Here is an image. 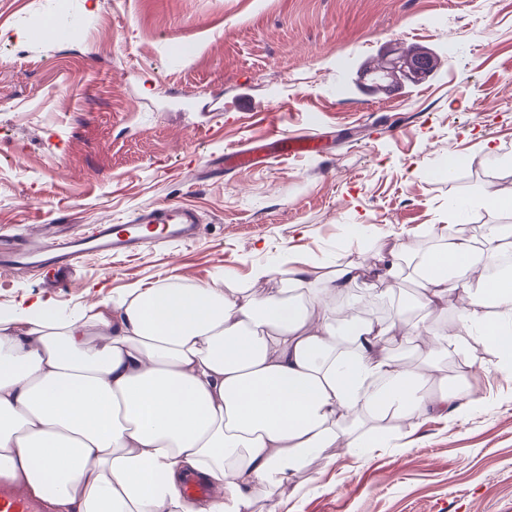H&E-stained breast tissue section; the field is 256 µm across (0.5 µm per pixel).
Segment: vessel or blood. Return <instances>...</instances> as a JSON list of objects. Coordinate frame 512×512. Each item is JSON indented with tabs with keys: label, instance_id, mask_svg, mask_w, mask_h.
<instances>
[{
	"label": "vessel or blood",
	"instance_id": "1",
	"mask_svg": "<svg viewBox=\"0 0 512 512\" xmlns=\"http://www.w3.org/2000/svg\"><path fill=\"white\" fill-rule=\"evenodd\" d=\"M267 141L280 154L310 153L312 140L288 136L280 130H271ZM195 224L191 212L174 204L140 215L129 224H100L86 237L65 240L50 245L41 239L34 246L20 247L0 244V268L26 271L35 265L65 268L78 262L85 254H121L147 241H186L193 235ZM0 512H42L37 502L10 488H0Z\"/></svg>",
	"mask_w": 512,
	"mask_h": 512
}]
</instances>
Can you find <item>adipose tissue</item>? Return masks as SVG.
Instances as JSON below:
<instances>
[{
  "mask_svg": "<svg viewBox=\"0 0 512 512\" xmlns=\"http://www.w3.org/2000/svg\"><path fill=\"white\" fill-rule=\"evenodd\" d=\"M431 231L434 246L399 245L375 273L390 289L414 275L425 317L461 289L454 331L424 341L401 311L337 316L360 268L293 255L255 271L281 283L260 298L151 285L72 315L36 300L0 318V482L54 512H254L325 449L447 417L459 395L436 379L439 360L462 353L476 371L471 339L512 353V270L484 273L512 245V225H486L478 244L447 224ZM397 338L422 343L424 360L390 354ZM189 475L220 495L196 503L181 488Z\"/></svg>",
  "mask_w": 512,
  "mask_h": 512,
  "instance_id": "adipose-tissue-1",
  "label": "adipose tissue"
}]
</instances>
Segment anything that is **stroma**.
I'll return each mask as SVG.
<instances>
[{"mask_svg":"<svg viewBox=\"0 0 512 512\" xmlns=\"http://www.w3.org/2000/svg\"><path fill=\"white\" fill-rule=\"evenodd\" d=\"M54 3L0 0V235L87 233L172 203L198 232L65 275L0 272L1 318L141 284L262 295L278 282L254 285V269L291 253L368 267L400 243L428 248L449 202L477 195L491 161L512 165V0H69L60 21L80 37L33 40ZM417 46L441 58L424 84L356 85ZM275 126L319 154L225 168ZM472 348L485 370L457 412L326 449L278 512H512V364Z\"/></svg>","mask_w":512,"mask_h":512,"instance_id":"obj_1","label":"stroma"}]
</instances>
